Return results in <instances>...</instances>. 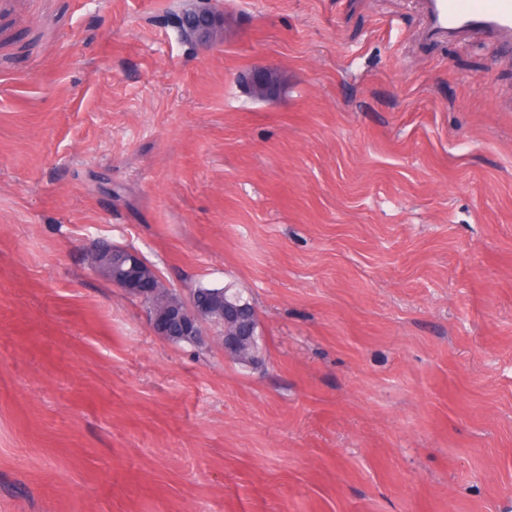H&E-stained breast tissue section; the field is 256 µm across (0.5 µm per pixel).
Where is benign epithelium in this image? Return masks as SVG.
<instances>
[{
	"mask_svg": "<svg viewBox=\"0 0 512 512\" xmlns=\"http://www.w3.org/2000/svg\"><path fill=\"white\" fill-rule=\"evenodd\" d=\"M220 22L214 10L197 8L183 18L186 36L202 45L213 41L215 30ZM254 94L258 98L272 95L270 72L263 68L253 69ZM112 251V267L103 269L99 256ZM92 268L100 273L107 272L112 285L121 288L137 298L142 304L152 333L160 339L172 343L181 338H189L199 344L208 339L220 344L226 350L254 337V327L248 322L247 303L226 301L219 303L213 298L197 299L181 297L176 302H166L160 297L164 284L158 272L151 266H142L141 255L127 247L118 251L106 241H97L88 249ZM207 310L224 319V334L212 335L199 321V313Z\"/></svg>",
	"mask_w": 512,
	"mask_h": 512,
	"instance_id": "1",
	"label": "benign epithelium"
}]
</instances>
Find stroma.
<instances>
[{"instance_id":"stroma-1","label":"stroma","mask_w":512,"mask_h":512,"mask_svg":"<svg viewBox=\"0 0 512 512\" xmlns=\"http://www.w3.org/2000/svg\"><path fill=\"white\" fill-rule=\"evenodd\" d=\"M213 5L0 9V512H512V47ZM94 239L239 288L264 364L154 336ZM185 17V16H184ZM182 19V30L195 43L206 45L213 41L215 30L220 22L216 12L206 8H196Z\"/></svg>"}]
</instances>
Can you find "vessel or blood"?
Wrapping results in <instances>:
<instances>
[{
    "label": "vessel or blood",
    "mask_w": 512,
    "mask_h": 512,
    "mask_svg": "<svg viewBox=\"0 0 512 512\" xmlns=\"http://www.w3.org/2000/svg\"><path fill=\"white\" fill-rule=\"evenodd\" d=\"M428 12L437 32L481 30L512 40V0H428Z\"/></svg>",
    "instance_id": "obj_1"
}]
</instances>
